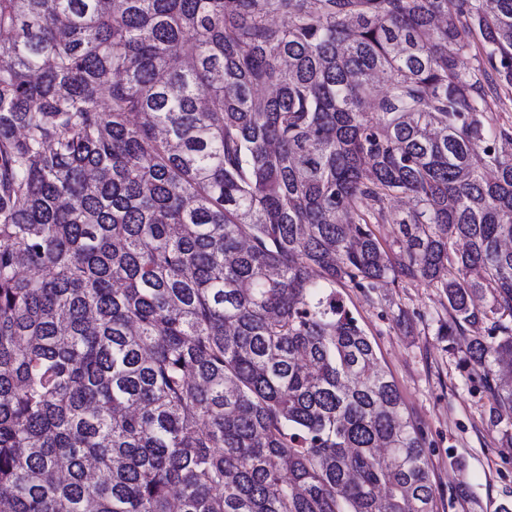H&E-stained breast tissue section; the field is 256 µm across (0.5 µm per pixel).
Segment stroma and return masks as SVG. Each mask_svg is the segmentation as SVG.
<instances>
[{"label": "stroma", "mask_w": 512, "mask_h": 512, "mask_svg": "<svg viewBox=\"0 0 512 512\" xmlns=\"http://www.w3.org/2000/svg\"><path fill=\"white\" fill-rule=\"evenodd\" d=\"M342 294L420 426L435 512H496L512 504V447L491 424V397L459 366L466 337L438 334L448 305L436 289L384 285L372 297Z\"/></svg>", "instance_id": "obj_1"}]
</instances>
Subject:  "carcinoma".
Masks as SVG:
<instances>
[{"instance_id": "cac0c4a2", "label": "carcinoma", "mask_w": 512, "mask_h": 512, "mask_svg": "<svg viewBox=\"0 0 512 512\" xmlns=\"http://www.w3.org/2000/svg\"><path fill=\"white\" fill-rule=\"evenodd\" d=\"M501 88L512 0H0V512H433L336 287L438 290L512 444ZM411 206V202L407 198L396 199L389 203L385 209L386 219L380 225V233L382 237L391 242L397 235L396 219L403 210H407Z\"/></svg>"}]
</instances>
